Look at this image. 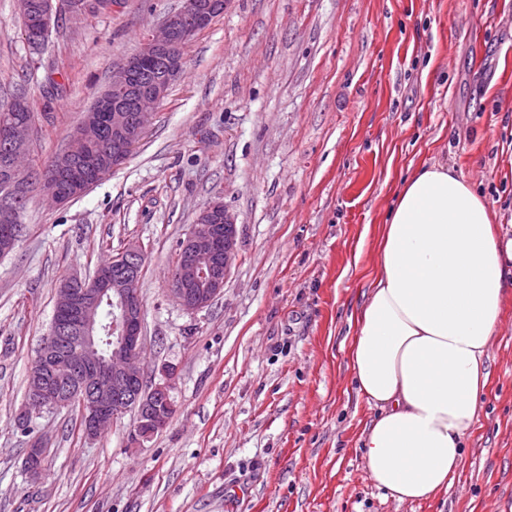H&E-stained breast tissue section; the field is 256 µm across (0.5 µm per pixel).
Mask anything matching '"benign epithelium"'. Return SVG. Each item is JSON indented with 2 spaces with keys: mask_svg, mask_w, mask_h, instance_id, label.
Returning <instances> with one entry per match:
<instances>
[{
  "mask_svg": "<svg viewBox=\"0 0 512 512\" xmlns=\"http://www.w3.org/2000/svg\"><path fill=\"white\" fill-rule=\"evenodd\" d=\"M18 13L35 28L50 29L63 10L92 13L109 9L108 0H16ZM227 0H184L183 7L147 37L136 54L112 72V83L85 113L65 157L74 174H43L36 188L58 205L82 194L123 164L152 124L156 107L165 99L172 82L184 70V50L195 35L224 12ZM164 59V73L153 76L150 65ZM35 123L10 122L0 126L7 150L25 147ZM112 134V165L97 167L90 178L79 167L87 162L96 133ZM19 211L0 207V256L11 252L24 232ZM237 256L234 216L220 201L207 204L183 240L170 276L169 293L186 312L209 307L224 292V283ZM142 247L131 246L89 276L68 277L57 288L50 332L30 371L26 418L45 410L74 403L82 408L87 436L95 437L127 411H137L138 423L130 441L139 445L164 430L174 414L171 391L176 374L146 386L142 356L143 303L139 281L143 271ZM45 445L39 438L26 449L25 469L37 480L42 475Z\"/></svg>",
  "mask_w": 512,
  "mask_h": 512,
  "instance_id": "1",
  "label": "benign epithelium"
}]
</instances>
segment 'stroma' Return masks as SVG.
<instances>
[{
    "instance_id": "1",
    "label": "stroma",
    "mask_w": 512,
    "mask_h": 512,
    "mask_svg": "<svg viewBox=\"0 0 512 512\" xmlns=\"http://www.w3.org/2000/svg\"><path fill=\"white\" fill-rule=\"evenodd\" d=\"M183 0L60 16L44 49L0 0V102L36 112L30 157L64 153L112 70ZM130 158L66 205L31 193L0 257V512H512V292L448 490L398 502L361 438L375 411L349 362L377 243L405 179L456 169L512 225V0H229ZM234 215L224 293L168 295L199 209ZM141 246L147 382L177 371L175 414L141 446L130 411L94 438L79 408L17 417L67 276ZM45 470L28 480L32 436Z\"/></svg>"
}]
</instances>
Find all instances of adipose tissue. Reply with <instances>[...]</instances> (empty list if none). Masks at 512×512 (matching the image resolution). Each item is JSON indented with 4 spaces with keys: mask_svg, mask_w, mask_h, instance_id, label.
I'll return each instance as SVG.
<instances>
[{
    "mask_svg": "<svg viewBox=\"0 0 512 512\" xmlns=\"http://www.w3.org/2000/svg\"><path fill=\"white\" fill-rule=\"evenodd\" d=\"M378 256L350 354L356 391L378 411L364 460L386 495L420 501L449 487L477 420L512 237L461 174L434 164L404 182Z\"/></svg>",
    "mask_w": 512,
    "mask_h": 512,
    "instance_id": "adipose-tissue-1",
    "label": "adipose tissue"
}]
</instances>
